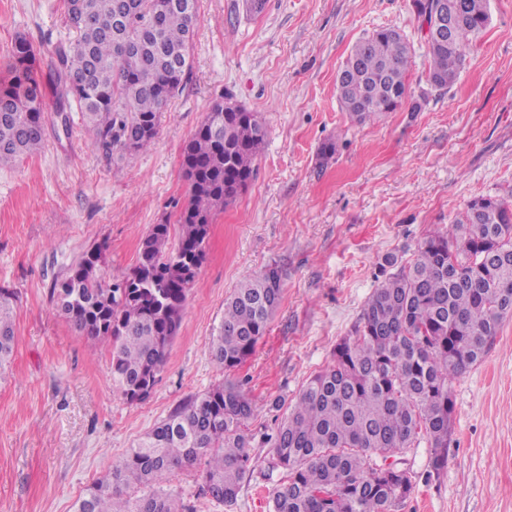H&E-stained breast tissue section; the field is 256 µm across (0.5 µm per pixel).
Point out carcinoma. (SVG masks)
<instances>
[{"mask_svg": "<svg viewBox=\"0 0 512 512\" xmlns=\"http://www.w3.org/2000/svg\"><path fill=\"white\" fill-rule=\"evenodd\" d=\"M455 0L460 20L444 42L425 41L428 83L451 87L490 15ZM74 39L49 49L48 81L60 89L56 112L65 129L78 112L90 146L107 157L154 142L169 101L192 66L197 0H62ZM41 51L15 39L9 81L0 86V167L44 146ZM412 47L395 28L360 38L336 85L341 111L366 125L401 110L408 97ZM267 138L262 117L216 102L182 151L188 199L177 225L154 224L130 272L110 284L98 275L97 248L55 283L60 314L111 354L112 379L130 403L145 401L164 368L180 326L188 287L205 258L216 212L253 179ZM178 237L170 246L171 232ZM382 281L351 335L314 374L267 443L287 471L272 493V512H392L407 498L410 474L393 464L371 467L421 439L432 448L431 474L448 464L454 404L450 385L479 363L512 316V193L467 203L448 231L431 232L410 261L387 253ZM283 294L276 265L248 277L224 302L211 357L224 371L241 365L265 335ZM15 295L0 288V376L15 347ZM255 407L238 385L221 381L162 420L97 480L75 512H182L156 485L202 460L203 492L237 500L252 471Z\"/></svg>", "mask_w": 512, "mask_h": 512, "instance_id": "cac0c4a2", "label": "carcinoma"}]
</instances>
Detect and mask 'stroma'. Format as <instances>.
Here are the masks:
<instances>
[{
    "label": "stroma",
    "mask_w": 512,
    "mask_h": 512,
    "mask_svg": "<svg viewBox=\"0 0 512 512\" xmlns=\"http://www.w3.org/2000/svg\"><path fill=\"white\" fill-rule=\"evenodd\" d=\"M490 26L455 84L428 85L429 59L411 0H198L192 68L163 114L152 146L105 157L81 119L63 132L56 92L44 98L40 153L0 167V288L18 296L11 373L0 381V512H73L113 462L190 397L221 379L256 406L254 436L273 432L337 342L359 322L382 257L412 258L475 198L512 190V0H489ZM381 27L414 44L412 95L423 111L363 126L336 100V72L351 46ZM65 39L61 0H0V80L17 35ZM229 97L256 112L267 144L254 178L219 212L187 292L180 328L150 397L128 402L112 381L108 348H90L60 316L51 290L94 248L108 281L133 267L141 238L185 197V144L212 104ZM338 151L320 166L327 139ZM277 265L283 298L265 336L239 367L210 354L224 300L245 277ZM448 465L430 475L427 441L394 454L410 495L394 512H512V318L481 362L453 381ZM254 471L234 505L199 495L203 463L158 486L183 512H270L283 473L271 448H252Z\"/></svg>",
    "instance_id": "1"
}]
</instances>
